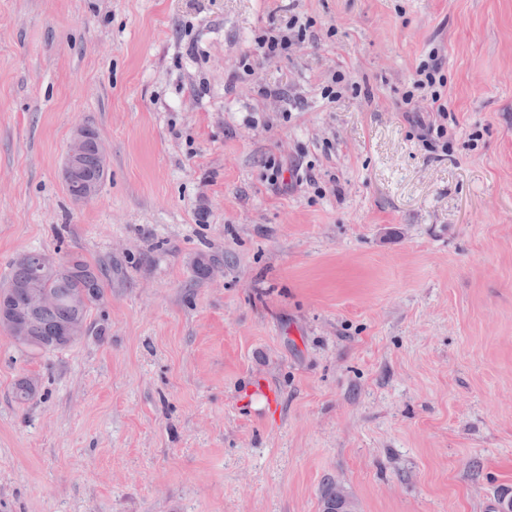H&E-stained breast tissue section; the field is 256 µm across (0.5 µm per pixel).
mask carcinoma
<instances>
[{
    "label": "carcinoma",
    "mask_w": 512,
    "mask_h": 512,
    "mask_svg": "<svg viewBox=\"0 0 512 512\" xmlns=\"http://www.w3.org/2000/svg\"><path fill=\"white\" fill-rule=\"evenodd\" d=\"M81 167L100 184L107 178L100 172L93 145L82 157ZM104 276L102 265L79 255L58 261L50 257L46 263L37 265L24 253L15 261L12 275L0 287V294L19 296L27 288H39L52 297V303L20 319L1 301L0 327L12 335L16 326H22L20 346L31 351L68 347L84 335L89 312L102 298Z\"/></svg>",
    "instance_id": "cac0c4a2"
}]
</instances>
